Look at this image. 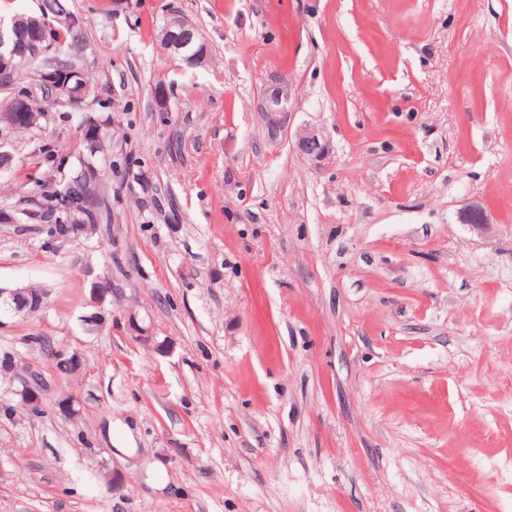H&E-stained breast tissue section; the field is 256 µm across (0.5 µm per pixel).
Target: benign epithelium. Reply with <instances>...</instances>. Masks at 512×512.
<instances>
[{"mask_svg":"<svg viewBox=\"0 0 512 512\" xmlns=\"http://www.w3.org/2000/svg\"><path fill=\"white\" fill-rule=\"evenodd\" d=\"M68 26L73 31L80 30V19L71 11L55 14L53 16L41 15L40 20L30 30L19 26L12 28L0 27V93L6 95L9 111L0 114V127L8 130L19 126L20 120H32V113L27 111L29 103L25 95L16 94L15 84L18 74L14 60L26 53L34 46L43 54L55 51V45L48 43L47 32L55 29V25ZM81 72L77 68L69 70V76L62 77L55 70L43 68L31 77V86L43 87L47 93L61 105L72 110L84 109L88 97L86 87L78 81ZM288 105V91L281 86L272 89L267 99L264 111L283 112ZM298 147L306 155L318 159L326 150L323 138L312 130H306L299 135ZM59 211L65 212L74 218L75 225L70 227L68 233H54L64 239L78 237L86 233L94 214L74 196L67 199ZM464 221L477 228H485L491 224L490 218L480 207L469 209L464 215ZM46 293L42 290L32 291L26 287L8 288L0 286V300L12 304L14 312L18 315L33 316L38 314L45 304Z\"/></svg>","mask_w":512,"mask_h":512,"instance_id":"1","label":"benign epithelium"}]
</instances>
